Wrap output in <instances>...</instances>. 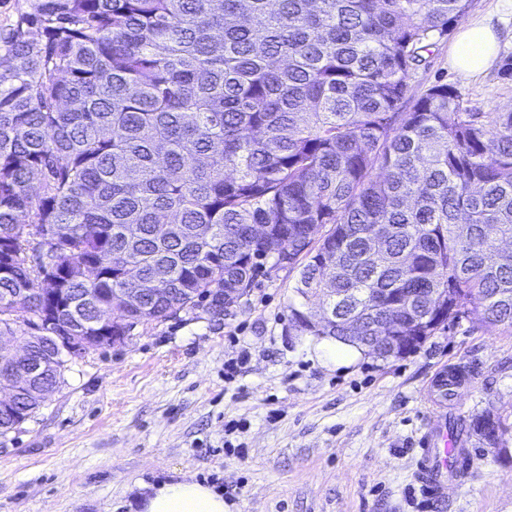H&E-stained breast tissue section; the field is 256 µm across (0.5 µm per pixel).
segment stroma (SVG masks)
I'll list each match as a JSON object with an SVG mask.
<instances>
[{"label": "stroma", "instance_id": "obj_1", "mask_svg": "<svg viewBox=\"0 0 512 512\" xmlns=\"http://www.w3.org/2000/svg\"><path fill=\"white\" fill-rule=\"evenodd\" d=\"M466 20L491 23L498 56L512 54L500 0H474ZM453 45L432 48L413 91L445 83L471 111L512 109V80L464 77ZM295 282L270 270L228 316L203 305L70 358L32 417L0 433V512H134L139 484L184 476L226 512H512V331L467 319L410 354L335 365L328 341L288 325ZM444 363L468 372L449 420L490 409L509 430L497 448L469 438L467 475L432 511L412 472Z\"/></svg>", "mask_w": 512, "mask_h": 512}]
</instances>
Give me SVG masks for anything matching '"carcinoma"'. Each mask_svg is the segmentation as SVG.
Instances as JSON below:
<instances>
[{"mask_svg":"<svg viewBox=\"0 0 512 512\" xmlns=\"http://www.w3.org/2000/svg\"><path fill=\"white\" fill-rule=\"evenodd\" d=\"M472 0H35L0 56V337L28 346L105 301L127 338L268 256L297 273L288 325L332 288L322 336H374L414 294L416 332L512 330V112L453 87L410 95ZM326 229L320 237L315 234ZM169 296L134 299V283ZM66 361L29 381L25 422ZM456 428L498 446L486 411Z\"/></svg>","mask_w":512,"mask_h":512,"instance_id":"obj_1","label":"carcinoma"}]
</instances>
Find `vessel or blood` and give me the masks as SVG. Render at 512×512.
Here are the masks:
<instances>
[{
    "label": "vessel or blood",
    "instance_id": "obj_1",
    "mask_svg": "<svg viewBox=\"0 0 512 512\" xmlns=\"http://www.w3.org/2000/svg\"><path fill=\"white\" fill-rule=\"evenodd\" d=\"M453 371L440 367L430 381V415L417 439L415 484L430 506L445 502L456 479L452 474L461 455L456 438L448 430V390L454 387Z\"/></svg>",
    "mask_w": 512,
    "mask_h": 512
}]
</instances>
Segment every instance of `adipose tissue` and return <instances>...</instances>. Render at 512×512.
Returning <instances> with one entry per match:
<instances>
[{
    "label": "adipose tissue",
    "instance_id": "adipose-tissue-1",
    "mask_svg": "<svg viewBox=\"0 0 512 512\" xmlns=\"http://www.w3.org/2000/svg\"><path fill=\"white\" fill-rule=\"evenodd\" d=\"M497 45L498 35L491 24L474 23L460 32L453 63L464 75L482 74L492 66ZM135 502L139 512H226L221 493L187 478L142 486Z\"/></svg>",
    "mask_w": 512,
    "mask_h": 512
}]
</instances>
